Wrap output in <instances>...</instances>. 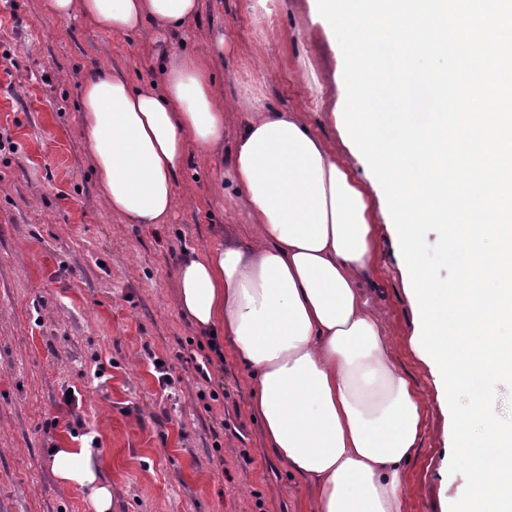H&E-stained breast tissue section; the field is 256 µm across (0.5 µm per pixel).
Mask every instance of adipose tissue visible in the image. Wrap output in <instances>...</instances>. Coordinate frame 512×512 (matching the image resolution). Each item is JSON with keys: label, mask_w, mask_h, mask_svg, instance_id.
I'll list each match as a JSON object with an SVG mask.
<instances>
[{"label": "adipose tissue", "mask_w": 512, "mask_h": 512, "mask_svg": "<svg viewBox=\"0 0 512 512\" xmlns=\"http://www.w3.org/2000/svg\"><path fill=\"white\" fill-rule=\"evenodd\" d=\"M45 7L116 34L155 35L161 84L135 88L115 71L79 85L92 168L114 216L168 223L190 159L218 152L226 113H242L214 192L247 226L182 258L180 312L200 335L232 340L251 370L265 442L306 481L313 512H401L425 408L391 365L382 314L364 288L385 218L363 163L337 153L304 113L269 108L250 83L218 96L212 66L223 38L199 53L172 52L169 36L197 21L199 0ZM48 464L57 482L85 493L91 512H112V486L87 444L50 449Z\"/></svg>", "instance_id": "obj_1"}]
</instances>
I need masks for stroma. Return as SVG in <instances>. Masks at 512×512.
<instances>
[{
    "mask_svg": "<svg viewBox=\"0 0 512 512\" xmlns=\"http://www.w3.org/2000/svg\"><path fill=\"white\" fill-rule=\"evenodd\" d=\"M249 4L200 0L198 25L172 36L173 46L200 51L205 35L224 34L220 92L231 97L240 81L253 82L270 107L302 109L346 151L332 113L298 83L301 55L321 57L325 80L338 68L307 0H292L270 23ZM115 68L135 86L160 81L153 39L55 18L42 0H0V512H90L84 492L48 468L51 448L73 447L79 419L98 440L112 512H312L307 486L264 444L248 368L224 339V358L204 380L195 363L208 339L178 309L184 253L216 246L246 221L213 194L221 156L193 158L167 224L126 223L99 195L78 86ZM375 265L391 362L427 403L404 467L402 512H442L465 484L448 472L452 416L412 344L414 315L389 234ZM157 359L170 387L158 382Z\"/></svg>",
    "mask_w": 512,
    "mask_h": 512,
    "instance_id": "obj_1",
    "label": "stroma"
}]
</instances>
